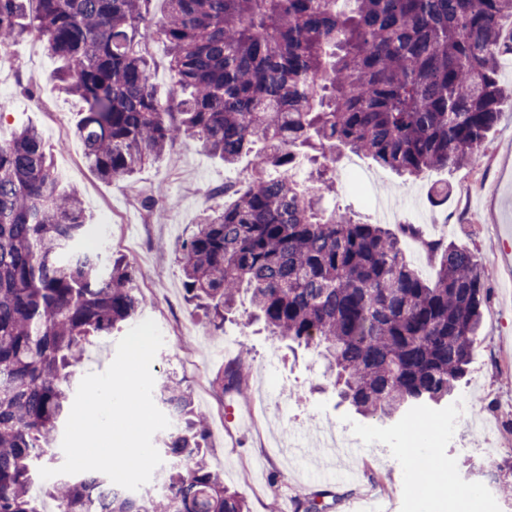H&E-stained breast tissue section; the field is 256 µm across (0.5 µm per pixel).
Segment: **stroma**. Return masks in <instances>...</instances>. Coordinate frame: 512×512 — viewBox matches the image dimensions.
Listing matches in <instances>:
<instances>
[{"label":"stroma","instance_id":"stroma-1","mask_svg":"<svg viewBox=\"0 0 512 512\" xmlns=\"http://www.w3.org/2000/svg\"><path fill=\"white\" fill-rule=\"evenodd\" d=\"M56 63L41 42H18L0 59V136L32 124L44 135L65 186L78 189L95 238L108 253L126 256L142 272L139 287L148 305L143 318L159 326L164 344L151 372L155 381L185 379L195 407L208 418L207 455L225 485L245 498L250 512H296L299 501L325 493L328 512H349L352 504L383 496V512H512V262L502 259L504 242H512V100H505L498 123L488 133L479 168L439 169L420 179H403L369 158L341 154L332 165L335 189L325 196L326 209L350 210L374 220L362 196L348 188L343 170L356 163L371 177L374 193L398 202L401 220L417 225L422 237L442 238L474 253L486 268L483 325L473 347L469 372L448 407L434 411L442 421L463 414L469 426L489 430L500 455L491 467L479 461L480 441L448 436L437 430L419 437L420 450L454 467L443 475L456 485L452 494L412 491L413 473L406 450L405 426L355 411L342 402L316 349L290 352L272 343L260 323L248 319V296L214 337L201 308L189 302L175 249L193 230L200 211L224 203V185L239 184L250 172L249 157L228 167L194 142L175 144L174 159H159L139 170L128 183L100 181L88 165L81 143L70 138L82 108L62 96L51 75ZM449 185L446 204L429 201L432 183ZM165 203L152 204L156 188ZM251 353L249 394L218 398L211 382L226 361L225 341ZM356 443L361 454L337 461L332 475L317 478L320 451L315 428Z\"/></svg>","mask_w":512,"mask_h":512}]
</instances>
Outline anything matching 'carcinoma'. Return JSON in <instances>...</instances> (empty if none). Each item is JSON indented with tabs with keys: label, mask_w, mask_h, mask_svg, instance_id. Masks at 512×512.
<instances>
[{
	"label": "carcinoma",
	"mask_w": 512,
	"mask_h": 512,
	"mask_svg": "<svg viewBox=\"0 0 512 512\" xmlns=\"http://www.w3.org/2000/svg\"><path fill=\"white\" fill-rule=\"evenodd\" d=\"M0 0V50L34 38L59 62V93L84 111L72 135L107 183L128 181L179 141L252 173L234 200L199 214L176 247L188 299L217 336L243 291L253 316L288 347H314L338 396L357 410L410 421L452 396L482 323L485 268L444 239L425 243L433 280L401 238L321 207L335 154L399 174L477 167L501 116L498 81L512 45L499 20L512 0ZM169 48L178 111L158 96L141 31ZM313 170L299 181L301 160ZM80 194L63 186L42 132L0 143V512H40L34 475L73 403L72 367L89 337L147 305L139 269L78 250ZM240 354L213 380L247 393ZM176 424L159 496L100 475H58L42 488L58 512H248L205 457L207 422L183 380L156 387ZM402 246L407 258L416 265L422 276L431 279L435 273L437 260L428 255L415 239H403Z\"/></svg>",
	"instance_id": "carcinoma-1"
}]
</instances>
